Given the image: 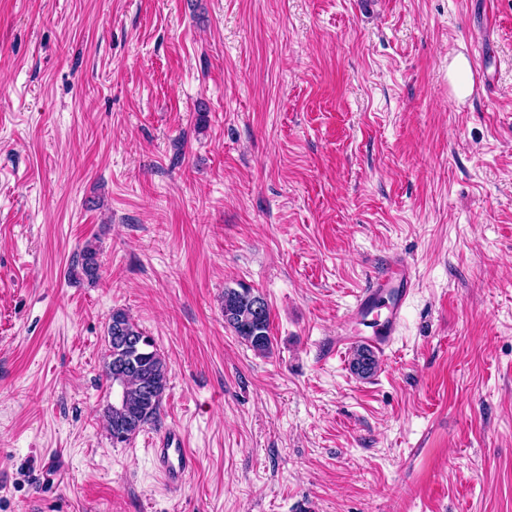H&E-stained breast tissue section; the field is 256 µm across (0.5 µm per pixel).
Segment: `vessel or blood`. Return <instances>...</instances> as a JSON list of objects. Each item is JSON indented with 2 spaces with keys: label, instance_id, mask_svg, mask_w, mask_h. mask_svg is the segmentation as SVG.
<instances>
[{
  "label": "vessel or blood",
  "instance_id": "obj_1",
  "mask_svg": "<svg viewBox=\"0 0 512 512\" xmlns=\"http://www.w3.org/2000/svg\"><path fill=\"white\" fill-rule=\"evenodd\" d=\"M412 282V266L402 258L393 259L385 272L372 277L348 312L353 330L337 334L334 349L340 352L348 345L361 344L388 354L399 333ZM153 454L164 480L173 488L182 485L195 465L185 435L176 429L154 441Z\"/></svg>",
  "mask_w": 512,
  "mask_h": 512
}]
</instances>
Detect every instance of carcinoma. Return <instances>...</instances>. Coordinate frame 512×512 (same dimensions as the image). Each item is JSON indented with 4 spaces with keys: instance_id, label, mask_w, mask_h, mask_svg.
Masks as SVG:
<instances>
[{
    "instance_id": "cac0c4a2",
    "label": "carcinoma",
    "mask_w": 512,
    "mask_h": 512,
    "mask_svg": "<svg viewBox=\"0 0 512 512\" xmlns=\"http://www.w3.org/2000/svg\"><path fill=\"white\" fill-rule=\"evenodd\" d=\"M98 249L86 243L76 254L71 274L82 275L91 282L99 278ZM226 322L253 351L266 356L271 352L270 310L266 300L252 288L224 289L222 302ZM107 335L108 354L105 362L106 379L117 382L120 396L116 404L105 409L107 428L112 438L127 442L142 428L157 420L163 395L168 384V364L148 336L132 317L121 309L109 315ZM117 336H131L145 343L144 350L135 354ZM129 365L128 373L121 379L113 378L112 368L118 363ZM379 366L374 351L364 345L353 350L350 368L361 378L372 376Z\"/></svg>"
}]
</instances>
